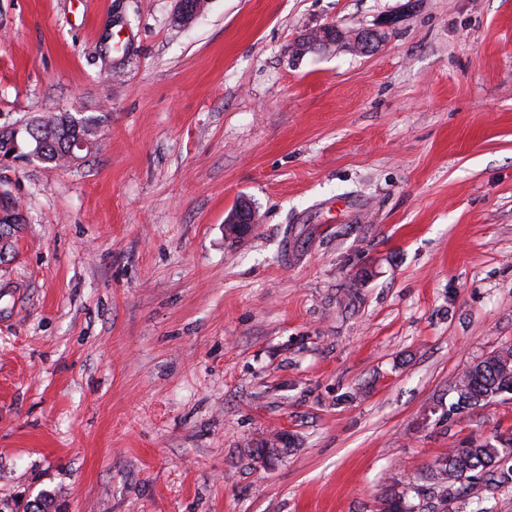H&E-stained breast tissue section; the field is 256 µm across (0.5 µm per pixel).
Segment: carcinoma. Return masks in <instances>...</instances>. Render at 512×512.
Returning a JSON list of instances; mask_svg holds the SVG:
<instances>
[{"instance_id":"carcinoma-1","label":"carcinoma","mask_w":512,"mask_h":512,"mask_svg":"<svg viewBox=\"0 0 512 512\" xmlns=\"http://www.w3.org/2000/svg\"><path fill=\"white\" fill-rule=\"evenodd\" d=\"M42 123L34 134L28 131L29 119L18 126L20 133L41 145V162L60 166L70 163L68 142L79 138L97 145L100 128L108 113L56 112L40 116ZM21 225L0 220V263L15 255ZM459 410L471 409L501 395L512 393V347H506L464 371L456 384ZM512 437H499L495 442H472L465 448H454L438 458L429 475L430 488L442 498L451 493H465L482 502L487 492L512 483ZM419 495L413 485L391 493L383 512H415L410 499Z\"/></svg>"}]
</instances>
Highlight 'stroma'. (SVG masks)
<instances>
[{
	"mask_svg": "<svg viewBox=\"0 0 512 512\" xmlns=\"http://www.w3.org/2000/svg\"><path fill=\"white\" fill-rule=\"evenodd\" d=\"M175 10L0 0V125L109 115L0 167V512H381L512 434V394L451 408L512 347V0ZM42 119L40 128L36 132V136L28 131V125L37 119ZM108 113H72V112H56L49 115L34 116L26 122L19 125V135L25 134L35 143L41 145L42 153L39 162L60 166L62 164H71L66 148L70 142V155L74 162L82 161L78 158L74 151L78 149L85 150L88 145L79 138H84L97 148L98 133L100 128L107 122ZM10 224L6 218L0 220V263L9 262L15 255L20 224H26L27 217L22 209L9 211ZM414 485L408 484L401 491H394L384 502L383 512H414L416 505H412L410 498L419 496Z\"/></svg>",
	"mask_w": 512,
	"mask_h": 512,
	"instance_id": "obj_1",
	"label": "stroma"
}]
</instances>
